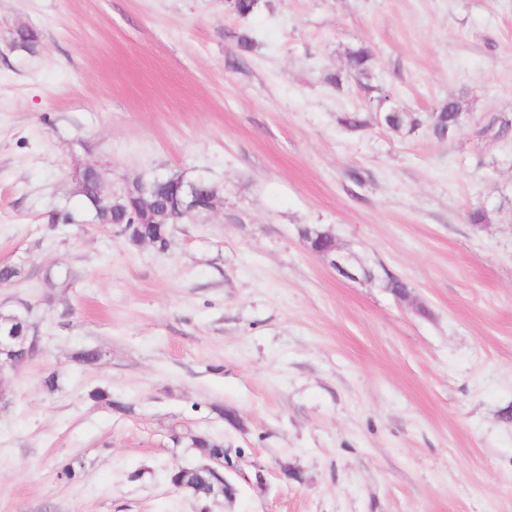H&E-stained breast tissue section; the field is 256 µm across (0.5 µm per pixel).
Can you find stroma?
I'll use <instances>...</instances> for the list:
<instances>
[{
  "label": "stroma",
  "instance_id": "obj_1",
  "mask_svg": "<svg viewBox=\"0 0 512 512\" xmlns=\"http://www.w3.org/2000/svg\"><path fill=\"white\" fill-rule=\"evenodd\" d=\"M360 44L368 88H334ZM372 89L472 119L396 133ZM495 115L512 117V0H267L246 19L224 0H0V265L25 272L0 309L31 307L40 336L0 372V512H512V133H482ZM88 167L203 175L221 200L160 252L96 223ZM306 224L378 280L310 253ZM85 347L99 365L74 362ZM197 436L236 456L233 496L171 485L202 463Z\"/></svg>",
  "mask_w": 512,
  "mask_h": 512
}]
</instances>
